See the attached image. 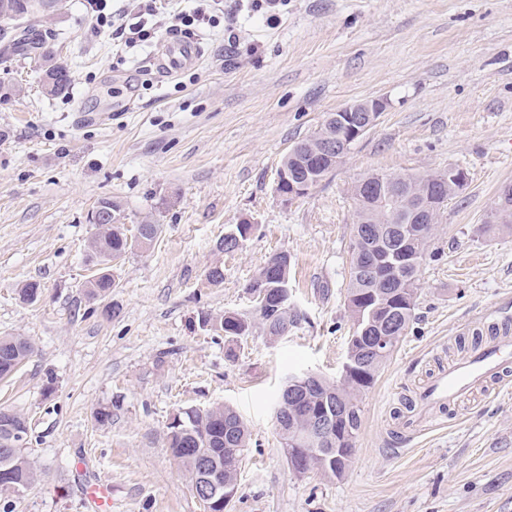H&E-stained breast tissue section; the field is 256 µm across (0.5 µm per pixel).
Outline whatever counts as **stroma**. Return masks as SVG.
<instances>
[{"instance_id":"1","label":"stroma","mask_w":512,"mask_h":512,"mask_svg":"<svg viewBox=\"0 0 512 512\" xmlns=\"http://www.w3.org/2000/svg\"><path fill=\"white\" fill-rule=\"evenodd\" d=\"M140 2L110 0L113 24L99 29L86 0H63L38 28L71 69L70 93L46 98L26 58L10 70L24 95L0 104V335L35 344L0 382V409L28 419L40 473L24 493H0V508L203 512L164 435L179 409L228 404L251 440L226 512H512V396L489 385L413 431L394 417L485 315L512 316V224L485 221L512 185V0H287L273 17L253 0H162L154 38L130 48L112 28ZM199 8L212 18L194 35L202 63L160 76L167 26ZM366 98L388 102L374 128L308 195L285 200L284 156ZM451 166L468 181L441 210L410 327L362 395L350 469L293 474L275 404L289 375H340L352 186ZM104 197L123 201L128 236L145 219L161 226L113 263L111 319L86 296L88 216ZM244 222L252 233L224 253ZM277 253L290 258L297 323L272 341L246 286ZM28 282L41 288L32 304L17 294ZM227 312L249 325L234 342L201 325Z\"/></svg>"}]
</instances>
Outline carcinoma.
I'll return each instance as SVG.
<instances>
[{
    "instance_id": "obj_1",
    "label": "carcinoma",
    "mask_w": 512,
    "mask_h": 512,
    "mask_svg": "<svg viewBox=\"0 0 512 512\" xmlns=\"http://www.w3.org/2000/svg\"><path fill=\"white\" fill-rule=\"evenodd\" d=\"M63 0H0V24L9 21L20 24L13 34L0 36V61H8L17 56L30 54L31 48L41 40L34 29V23L54 17L62 8ZM35 63L42 73V86L49 97H59L69 94L71 89V72L66 63L55 55L41 53ZM100 211L96 219L98 224H107L109 228L95 239L92 257L99 266V276L88 281L87 295L90 299L104 304L109 309L111 305L106 300L112 295V289L117 287L112 278L110 268L112 261L123 258L133 244L140 247L151 245L160 232L158 224H140L137 232L140 240L132 241L126 234L121 220L126 218L124 205L111 197L98 202ZM435 230L433 224H411L407 230L408 245L406 252L392 258L382 249L377 255L382 261L383 272L387 273L393 265L401 266V287L405 288L403 295L395 299L383 288L385 283H375L363 276L362 267L367 257L366 247L353 239L352 258L350 265L349 284L346 292L347 308L351 317H356L361 308L374 310V322L387 321L388 313L395 309L399 324L408 329L416 306L419 290L418 273L425 258L430 239ZM290 259L288 255H274V261L265 265L254 275L247 284V292L255 293L261 288H278L288 282ZM261 323L272 339L285 336L288 327L297 324L296 315L288 310L281 311L275 302H270L265 308L257 310ZM204 323L211 329L224 332L230 340L241 337L248 332V324L237 315H225L212 318L204 316ZM367 345H355L357 358L362 365L352 369L347 382L358 393H363L376 381L383 361L371 360L366 352ZM33 345L24 336H0V380H6L18 371L26 359L32 354ZM299 382L309 397L306 405L317 413L323 410L334 396L330 392L336 390V382L315 374H304ZM177 415L184 422V430L175 432L168 428L165 435V445L171 456L187 474L190 490H195L198 480V458L205 455L210 458L212 468L219 470V478L223 482L236 480L237 465L230 460L231 449H238V454H244L248 448L250 433L243 418L233 408L224 405L212 406L207 409H181ZM347 421L350 434H338L329 444L336 449V461L329 468L328 475L341 477L350 467L358 432L362 425V406L360 398L348 407ZM29 426L25 416L0 410V492L20 494L38 480V473L26 453Z\"/></svg>"
}]
</instances>
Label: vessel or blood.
<instances>
[{"instance_id":"vessel-or-blood-1","label":"vessel or blood","mask_w":512,"mask_h":512,"mask_svg":"<svg viewBox=\"0 0 512 512\" xmlns=\"http://www.w3.org/2000/svg\"><path fill=\"white\" fill-rule=\"evenodd\" d=\"M202 56L200 44L180 39L169 40L160 66L166 75L196 65ZM487 334L481 344L472 348L464 358L452 361L448 367L416 393V409L406 418L405 427L411 428L429 410L443 409L458 404L464 398L499 379L500 370L512 358V328L487 317Z\"/></svg>"}]
</instances>
